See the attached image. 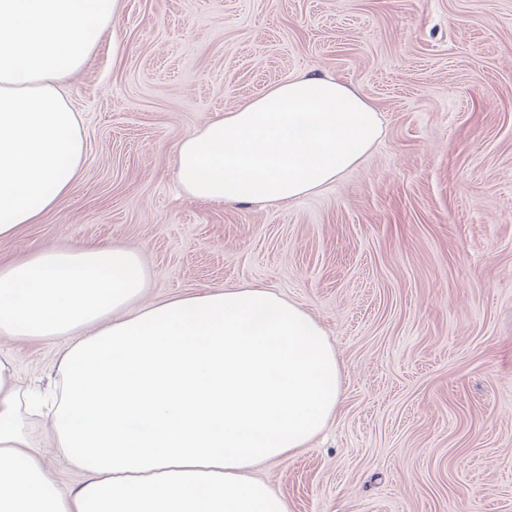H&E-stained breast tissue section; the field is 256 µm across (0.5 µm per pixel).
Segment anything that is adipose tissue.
<instances>
[{
	"instance_id": "ef3b65f1",
	"label": "adipose tissue",
	"mask_w": 512,
	"mask_h": 512,
	"mask_svg": "<svg viewBox=\"0 0 512 512\" xmlns=\"http://www.w3.org/2000/svg\"><path fill=\"white\" fill-rule=\"evenodd\" d=\"M121 0H0V239L37 224L86 153L68 80ZM379 115L329 76H299L177 145L184 191L277 204L330 184L379 140ZM133 250L45 249L0 268V335L61 340L62 393L24 392L0 354V512H288L254 477L323 430L342 370L324 330L262 286L145 302ZM84 475L49 477L25 418Z\"/></svg>"
}]
</instances>
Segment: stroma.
<instances>
[{"instance_id":"stroma-1","label":"stroma","mask_w":512,"mask_h":512,"mask_svg":"<svg viewBox=\"0 0 512 512\" xmlns=\"http://www.w3.org/2000/svg\"><path fill=\"white\" fill-rule=\"evenodd\" d=\"M299 74L379 113L370 152L286 204L187 196L179 141ZM69 92L80 175L0 265L103 243L150 301L270 287L343 369L323 432L255 471L289 512H512V0H122ZM0 350L57 380L63 341Z\"/></svg>"}]
</instances>
